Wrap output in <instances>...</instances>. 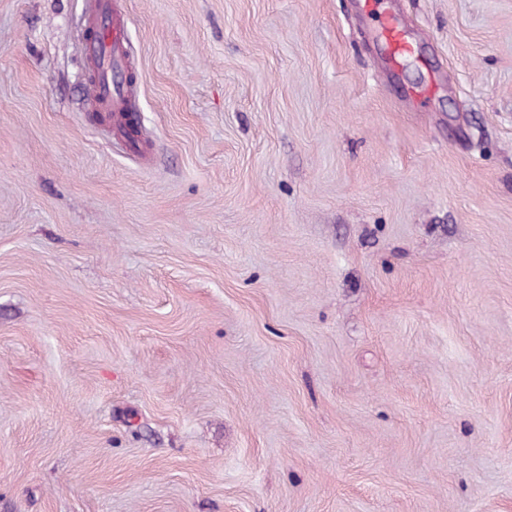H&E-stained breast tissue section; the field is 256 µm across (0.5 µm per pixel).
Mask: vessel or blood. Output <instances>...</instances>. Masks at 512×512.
Masks as SVG:
<instances>
[{"label": "vessel or blood", "mask_w": 512, "mask_h": 512, "mask_svg": "<svg viewBox=\"0 0 512 512\" xmlns=\"http://www.w3.org/2000/svg\"><path fill=\"white\" fill-rule=\"evenodd\" d=\"M360 7L364 13L379 16V38L389 58L399 62L415 54V46L384 0H361ZM88 11L95 35L83 46V55L91 62L93 72L87 97L96 111L119 113L133 93L128 81L127 36L113 21L112 0H88Z\"/></svg>", "instance_id": "b4317fda"}]
</instances>
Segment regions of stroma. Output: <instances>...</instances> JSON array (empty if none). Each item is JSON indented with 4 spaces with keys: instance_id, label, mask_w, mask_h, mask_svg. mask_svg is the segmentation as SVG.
<instances>
[{
    "instance_id": "35a3bbf8",
    "label": "stroma",
    "mask_w": 512,
    "mask_h": 512,
    "mask_svg": "<svg viewBox=\"0 0 512 512\" xmlns=\"http://www.w3.org/2000/svg\"><path fill=\"white\" fill-rule=\"evenodd\" d=\"M0 0V512H512V0ZM89 21L95 36L86 39L83 55L92 64L94 80L88 79L87 97L97 112L118 114L134 94L128 81L127 36L113 21L112 0H89ZM384 4V0H361L360 7L365 14L379 15V38L384 52L393 61L401 62L413 56L416 48L397 16Z\"/></svg>"
}]
</instances>
